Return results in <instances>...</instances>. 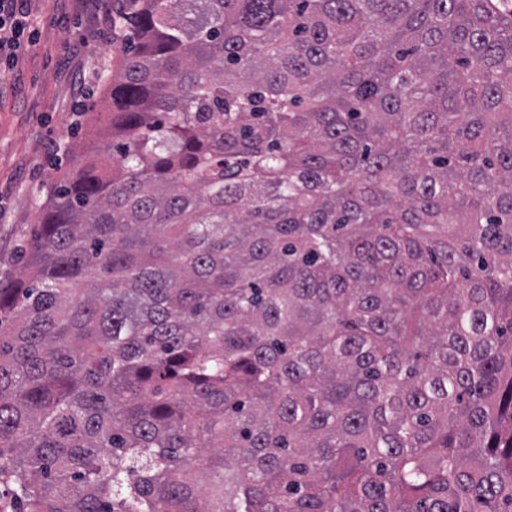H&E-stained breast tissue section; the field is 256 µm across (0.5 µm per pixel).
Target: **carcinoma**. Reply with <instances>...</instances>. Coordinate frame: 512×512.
<instances>
[{"label": "carcinoma", "mask_w": 512, "mask_h": 512, "mask_svg": "<svg viewBox=\"0 0 512 512\" xmlns=\"http://www.w3.org/2000/svg\"><path fill=\"white\" fill-rule=\"evenodd\" d=\"M0 288L12 512H512V10L128 0Z\"/></svg>", "instance_id": "cac0c4a2"}]
</instances>
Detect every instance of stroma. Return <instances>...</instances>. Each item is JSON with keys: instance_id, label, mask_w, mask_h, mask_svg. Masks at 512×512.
I'll return each mask as SVG.
<instances>
[{"instance_id": "1", "label": "stroma", "mask_w": 512, "mask_h": 512, "mask_svg": "<svg viewBox=\"0 0 512 512\" xmlns=\"http://www.w3.org/2000/svg\"><path fill=\"white\" fill-rule=\"evenodd\" d=\"M126 0H30L34 32L0 68V288L11 287L51 184L104 126L121 55L97 21Z\"/></svg>"}]
</instances>
